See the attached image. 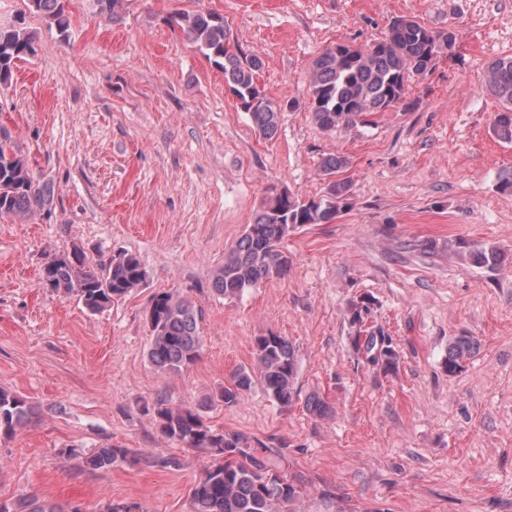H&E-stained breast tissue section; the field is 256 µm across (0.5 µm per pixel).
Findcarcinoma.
Wrapping results in <instances>:
<instances>
[{
	"label": "carcinoma",
	"mask_w": 512,
	"mask_h": 512,
	"mask_svg": "<svg viewBox=\"0 0 512 512\" xmlns=\"http://www.w3.org/2000/svg\"><path fill=\"white\" fill-rule=\"evenodd\" d=\"M29 11L54 23L61 32L70 25V0H27ZM165 23L179 29L210 62L224 73V81L248 113L258 134L275 136L282 104L268 97L258 81L262 59L231 43L224 16L210 11H177ZM445 31H433L418 21L399 17L382 38L362 50L338 43L313 59L309 71L311 112L323 131L337 133L378 112L398 108L404 101L412 77L431 72L436 60L453 49ZM35 54L34 35L21 23L0 24V87L11 83L17 63ZM486 85L500 109L493 116L492 130L512 142V56L493 61L487 68ZM349 161L338 154L322 159L320 172L325 191L317 199H302L287 190L264 201L254 223L247 225L236 247L224 255L212 273L213 293L238 297L262 282L288 272L290 260L281 250L283 240L296 229L312 224H331L348 206L351 181L345 176ZM53 201L52 185L39 181L28 159L7 129L0 127V218L25 219L48 210ZM462 255L481 268L494 271L503 261L494 246L457 243ZM43 282L72 292L91 312H100L142 285L146 271L138 257L123 253L94 266L83 249L52 257L42 269ZM371 311L369 299L350 302L349 315L355 334L354 353L383 372L395 369L399 352L392 336L379 326H365ZM201 310L189 299L168 291L151 298L148 324L150 363L165 374H178L200 357L202 336L198 331ZM257 370L237 369L216 401L232 406L259 383L280 405L297 397L294 383L297 356L283 336L255 338ZM478 340L460 334L450 339L444 368L453 375L478 349ZM305 408L314 417L331 412L330 405L312 394ZM161 436L186 448L207 454L211 463L191 490L190 512H296L300 486L289 477L284 455L246 434L226 433L209 426L201 411L189 406H171L158 399L153 407ZM35 407L16 393L0 388V435L11 436L28 424ZM157 467H176L177 458L161 454L133 455L116 446L96 449L86 458L92 469H108L118 462ZM0 512H58L56 506L28 499L14 506L0 504Z\"/></svg>",
	"instance_id": "obj_1"
}]
</instances>
